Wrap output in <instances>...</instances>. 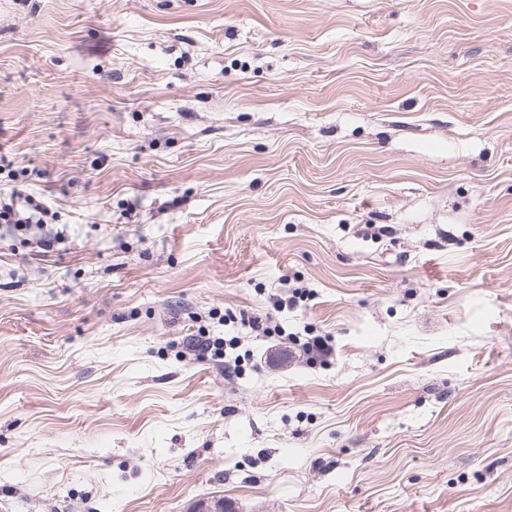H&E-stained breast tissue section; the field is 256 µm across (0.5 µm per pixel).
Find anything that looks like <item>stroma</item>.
<instances>
[{"label": "stroma", "instance_id": "35a3bbf8", "mask_svg": "<svg viewBox=\"0 0 512 512\" xmlns=\"http://www.w3.org/2000/svg\"><path fill=\"white\" fill-rule=\"evenodd\" d=\"M0 156V512H512V0H0ZM50 213L46 203L32 198L31 195L22 198V193L15 188L11 190L8 202L0 199V227H6L11 233L32 235L34 247L42 250L38 252L48 253L62 244L58 231L43 232Z\"/></svg>", "mask_w": 512, "mask_h": 512}]
</instances>
